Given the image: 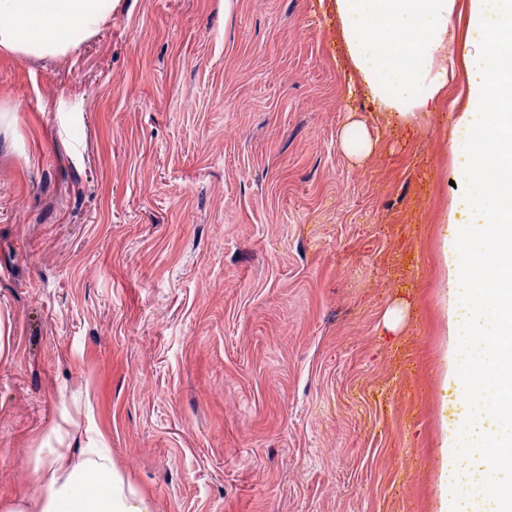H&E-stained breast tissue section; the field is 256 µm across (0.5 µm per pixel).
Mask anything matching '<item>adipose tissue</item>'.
<instances>
[{
  "label": "adipose tissue",
  "instance_id": "ef3b65f1",
  "mask_svg": "<svg viewBox=\"0 0 512 512\" xmlns=\"http://www.w3.org/2000/svg\"><path fill=\"white\" fill-rule=\"evenodd\" d=\"M350 80L371 111L409 126L435 110L463 58L464 107L453 114L449 149L455 188L440 243L439 305L445 326L439 426L447 448L438 512H512V0H469L456 39L457 0H334ZM116 0H0V52L65 56L111 20ZM39 490L8 512H151L126 488L105 448L57 453Z\"/></svg>",
  "mask_w": 512,
  "mask_h": 512
}]
</instances>
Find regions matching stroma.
<instances>
[{
	"label": "stroma",
	"mask_w": 512,
	"mask_h": 512,
	"mask_svg": "<svg viewBox=\"0 0 512 512\" xmlns=\"http://www.w3.org/2000/svg\"><path fill=\"white\" fill-rule=\"evenodd\" d=\"M332 8L118 0L69 56L0 53V505L106 448L153 512H436L467 76L387 126ZM341 148L356 158H361L372 152L375 146L368 130L359 121H352L343 130L340 137Z\"/></svg>",
	"instance_id": "stroma-1"
}]
</instances>
